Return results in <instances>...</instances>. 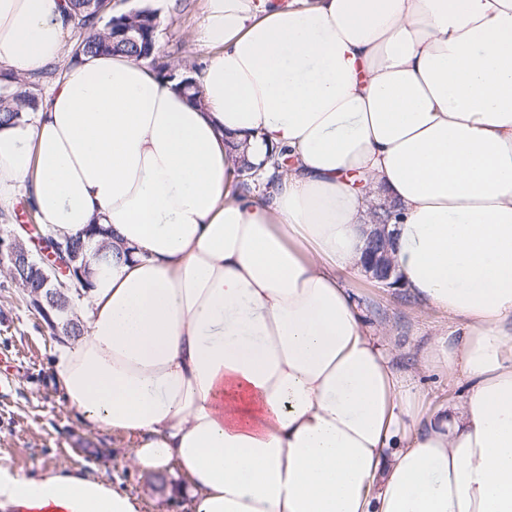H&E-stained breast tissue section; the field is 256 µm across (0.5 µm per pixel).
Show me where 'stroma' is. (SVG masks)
I'll use <instances>...</instances> for the list:
<instances>
[{
  "label": "stroma",
  "instance_id": "stroma-1",
  "mask_svg": "<svg viewBox=\"0 0 512 512\" xmlns=\"http://www.w3.org/2000/svg\"><path fill=\"white\" fill-rule=\"evenodd\" d=\"M116 10L148 9L157 16V56L175 71H201L210 50L197 38L203 0H112ZM366 326L388 340L397 370L411 374L429 400L441 401L457 387L425 351L453 328L443 313L422 307L405 288H383L366 273L346 277ZM57 341L30 306L25 291L0 277V465L38 477L52 467L78 466L118 483L144 501L143 512H190L187 497L172 494L174 476L140 472L126 458L127 445L108 431L81 423L53 384L50 368Z\"/></svg>",
  "mask_w": 512,
  "mask_h": 512
}]
</instances>
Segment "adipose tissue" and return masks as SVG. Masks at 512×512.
Here are the masks:
<instances>
[{
	"label": "adipose tissue",
	"instance_id": "obj_1",
	"mask_svg": "<svg viewBox=\"0 0 512 512\" xmlns=\"http://www.w3.org/2000/svg\"><path fill=\"white\" fill-rule=\"evenodd\" d=\"M204 3L201 104L86 56L0 128V207L30 199L93 269L54 384L192 512H512V0ZM70 30L67 0H0V69ZM378 210L403 287L455 322L428 351L464 385L428 407L342 283ZM142 510L79 467H0V512Z\"/></svg>",
	"mask_w": 512,
	"mask_h": 512
}]
</instances>
